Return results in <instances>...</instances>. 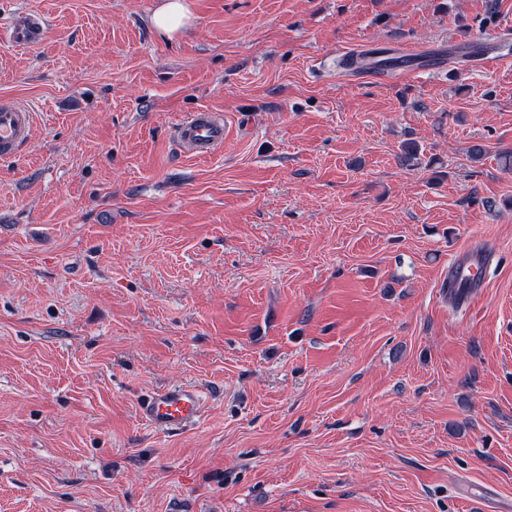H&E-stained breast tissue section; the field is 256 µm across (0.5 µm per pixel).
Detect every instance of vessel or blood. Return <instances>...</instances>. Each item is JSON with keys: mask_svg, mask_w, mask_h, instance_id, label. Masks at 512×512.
Wrapping results in <instances>:
<instances>
[{"mask_svg": "<svg viewBox=\"0 0 512 512\" xmlns=\"http://www.w3.org/2000/svg\"><path fill=\"white\" fill-rule=\"evenodd\" d=\"M46 34L42 17L27 24H13L0 30V40L18 47L40 43ZM33 124L29 106L13 98H0V160L15 159L26 145ZM225 124L221 115L201 110L181 121L174 130L176 143L184 156L206 158L224 145ZM484 257L459 258L448 266V285L456 288L473 284L483 270ZM203 406V394L197 387L178 385L155 391L138 404L142 421L150 427L171 432L198 422Z\"/></svg>", "mask_w": 512, "mask_h": 512, "instance_id": "vessel-or-blood-1", "label": "vessel or blood"}]
</instances>
